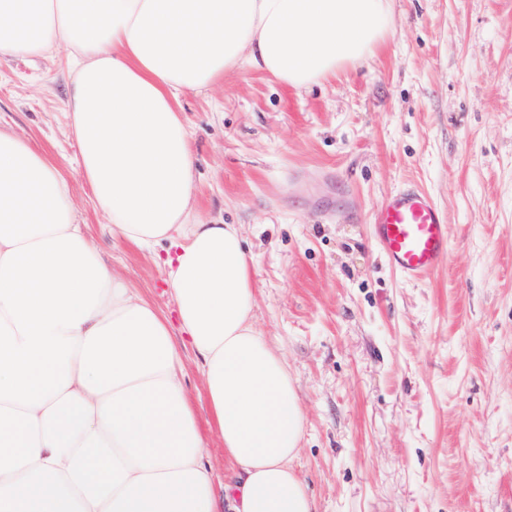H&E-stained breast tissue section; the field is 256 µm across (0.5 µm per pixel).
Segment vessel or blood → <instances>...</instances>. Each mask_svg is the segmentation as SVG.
I'll use <instances>...</instances> for the list:
<instances>
[{
	"label": "vessel or blood",
	"mask_w": 512,
	"mask_h": 512,
	"mask_svg": "<svg viewBox=\"0 0 512 512\" xmlns=\"http://www.w3.org/2000/svg\"><path fill=\"white\" fill-rule=\"evenodd\" d=\"M386 263L409 282H421L449 260L448 219L416 185L385 194L368 219Z\"/></svg>",
	"instance_id": "1"
}]
</instances>
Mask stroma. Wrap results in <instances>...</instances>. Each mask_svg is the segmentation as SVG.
<instances>
[{
	"label": "stroma",
	"mask_w": 512,
	"mask_h": 512,
	"mask_svg": "<svg viewBox=\"0 0 512 512\" xmlns=\"http://www.w3.org/2000/svg\"><path fill=\"white\" fill-rule=\"evenodd\" d=\"M389 5L376 54L308 90L244 67L181 96L196 208L241 227L316 512H512V0ZM69 74L62 50L0 56V125L61 170L100 258L174 315L163 265L95 207ZM406 183L448 216V263L422 283L389 268L366 222ZM174 341L205 425L195 356Z\"/></svg>",
	"instance_id": "1"
}]
</instances>
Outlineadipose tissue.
Wrapping results in <instances>:
<instances>
[{
  "instance_id": "adipose-tissue-1",
  "label": "adipose tissue",
  "mask_w": 512,
  "mask_h": 512,
  "mask_svg": "<svg viewBox=\"0 0 512 512\" xmlns=\"http://www.w3.org/2000/svg\"><path fill=\"white\" fill-rule=\"evenodd\" d=\"M388 0H0V55L69 56L67 108L96 208L163 254L179 329L98 255L66 178L0 126V512H315L305 419L253 321L237 225L196 212L179 103L249 67L301 91L372 57ZM189 336L217 478L182 382Z\"/></svg>"
}]
</instances>
